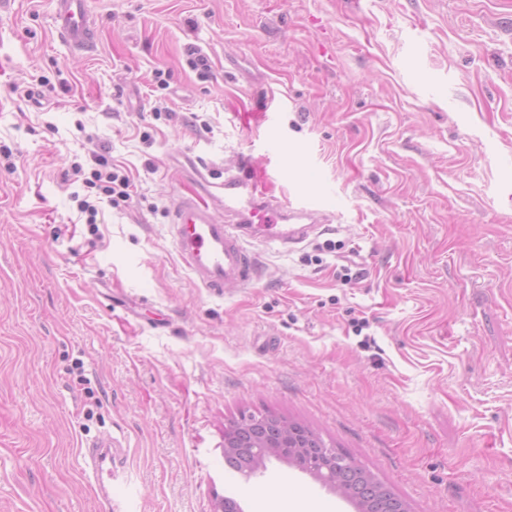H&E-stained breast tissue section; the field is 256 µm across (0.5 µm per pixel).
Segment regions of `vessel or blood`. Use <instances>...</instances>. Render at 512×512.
I'll use <instances>...</instances> for the list:
<instances>
[{
	"mask_svg": "<svg viewBox=\"0 0 512 512\" xmlns=\"http://www.w3.org/2000/svg\"><path fill=\"white\" fill-rule=\"evenodd\" d=\"M53 26L71 48L88 52L98 30L87 0H55ZM175 164L193 175L195 186L176 201L171 230L176 251L200 287L214 294L229 288L249 287L254 279L253 243L290 248L322 227L320 210L278 201L259 179L241 172H225L214 182L211 170L182 154ZM115 437H98L83 449L87 477L102 500L103 512H131V496L112 467ZM224 483L230 494L247 495L253 483L235 467H225Z\"/></svg>",
	"mask_w": 512,
	"mask_h": 512,
	"instance_id": "vessel-or-blood-1",
	"label": "vessel or blood"
}]
</instances>
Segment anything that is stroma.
Listing matches in <instances>:
<instances>
[{
  "label": "stroma",
  "mask_w": 512,
  "mask_h": 512,
  "mask_svg": "<svg viewBox=\"0 0 512 512\" xmlns=\"http://www.w3.org/2000/svg\"><path fill=\"white\" fill-rule=\"evenodd\" d=\"M88 6L89 54L53 0L0 11V512H99L79 453L106 433L134 512H216L226 427L269 413L411 512H512V0ZM102 146L135 194L93 230L64 174ZM184 153L324 233L199 288ZM254 479L243 512H357L283 460Z\"/></svg>",
  "instance_id": "35a3bbf8"
}]
</instances>
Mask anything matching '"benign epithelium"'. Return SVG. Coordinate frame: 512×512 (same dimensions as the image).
Returning <instances> with one entry per match:
<instances>
[{
	"label": "benign epithelium",
	"instance_id": "benign-epithelium-1",
	"mask_svg": "<svg viewBox=\"0 0 512 512\" xmlns=\"http://www.w3.org/2000/svg\"><path fill=\"white\" fill-rule=\"evenodd\" d=\"M307 449L300 447L297 433L292 429V422L287 418H279V432L273 439H258L246 448L231 434L224 435V458L240 459L244 462L243 469L254 474L265 467L266 460L270 458L283 459L291 464L310 472L314 477L330 488L342 491L336 483L333 467L334 453L322 450L323 462L321 466L312 469L302 463Z\"/></svg>",
	"mask_w": 512,
	"mask_h": 512
}]
</instances>
